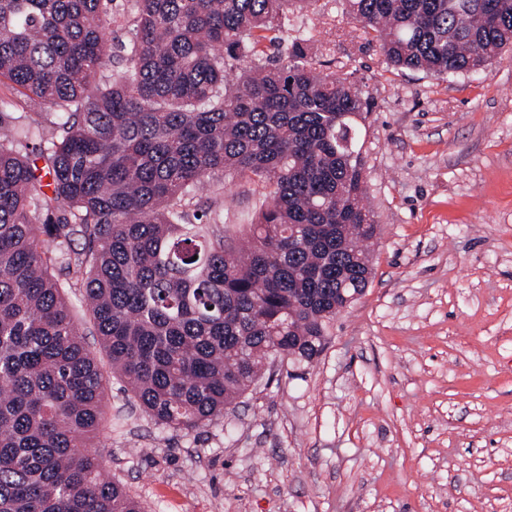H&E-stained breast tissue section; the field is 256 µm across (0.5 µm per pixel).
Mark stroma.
I'll return each instance as SVG.
<instances>
[{"label":"stroma","mask_w":512,"mask_h":512,"mask_svg":"<svg viewBox=\"0 0 512 512\" xmlns=\"http://www.w3.org/2000/svg\"><path fill=\"white\" fill-rule=\"evenodd\" d=\"M324 70L356 82L373 277L308 367L266 371L190 433L131 406L79 289L105 375L94 446L144 512H512V51L477 74L393 68L343 0L291 15ZM265 190L200 186L237 235Z\"/></svg>","instance_id":"stroma-1"}]
</instances>
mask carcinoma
I'll list each match as a JSON object with an SVG mask.
<instances>
[{
    "instance_id": "1",
    "label": "carcinoma",
    "mask_w": 512,
    "mask_h": 512,
    "mask_svg": "<svg viewBox=\"0 0 512 512\" xmlns=\"http://www.w3.org/2000/svg\"><path fill=\"white\" fill-rule=\"evenodd\" d=\"M305 2L134 0L114 44L112 0H0V77L55 109L49 194L23 153L44 113L0 130V512H141L83 450L105 380L49 268L82 289L139 409L187 433L267 361L312 364L368 286L367 102L316 67L306 33L263 58ZM345 2L396 68L473 74L512 48V0ZM115 56L128 70L98 79ZM217 173L268 188L243 248L188 210ZM131 0H113L109 5L108 15L105 16L107 24V34L112 38V42L127 41L129 38V25L131 20Z\"/></svg>"
}]
</instances>
